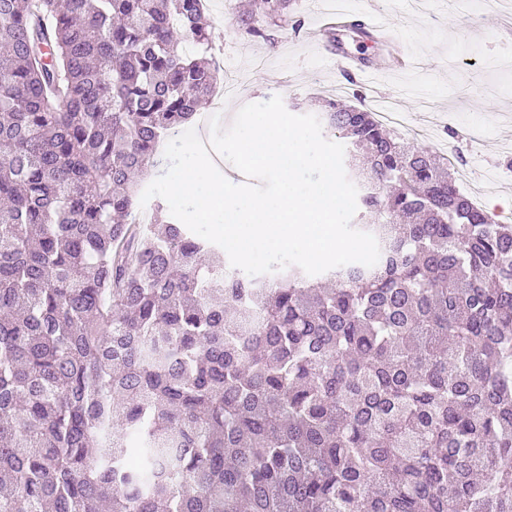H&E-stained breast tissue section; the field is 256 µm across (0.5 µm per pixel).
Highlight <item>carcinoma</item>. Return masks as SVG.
Segmentation results:
<instances>
[{"label":"carcinoma","mask_w":512,"mask_h":512,"mask_svg":"<svg viewBox=\"0 0 512 512\" xmlns=\"http://www.w3.org/2000/svg\"><path fill=\"white\" fill-rule=\"evenodd\" d=\"M205 3L0 0V512H512V225L436 156L326 103L370 268L139 220L217 86Z\"/></svg>","instance_id":"carcinoma-1"}]
</instances>
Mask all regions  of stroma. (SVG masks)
<instances>
[{
	"label": "stroma",
	"instance_id": "stroma-1",
	"mask_svg": "<svg viewBox=\"0 0 512 512\" xmlns=\"http://www.w3.org/2000/svg\"><path fill=\"white\" fill-rule=\"evenodd\" d=\"M250 0H207L214 21L213 44L220 72L237 73L238 98L224 103L223 126L244 104L281 95L295 115H318L326 101L380 112L403 113L397 135L437 156L451 170H469L460 189L479 207L498 198L491 216H512V40L499 34L497 0H339L348 12L370 11L386 20L409 59L406 67L381 72L331 94L336 69L321 45L305 42L292 24L267 25V38L249 35L237 19Z\"/></svg>",
	"mask_w": 512,
	"mask_h": 512
}]
</instances>
